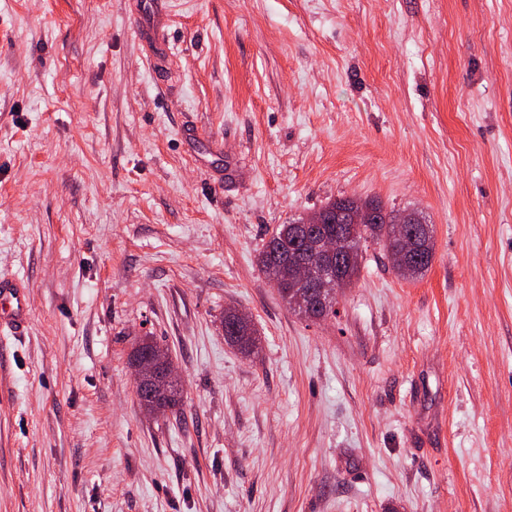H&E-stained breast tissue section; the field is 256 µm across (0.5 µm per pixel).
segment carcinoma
<instances>
[{
  "label": "carcinoma",
  "instance_id": "cac0c4a2",
  "mask_svg": "<svg viewBox=\"0 0 512 512\" xmlns=\"http://www.w3.org/2000/svg\"><path fill=\"white\" fill-rule=\"evenodd\" d=\"M372 207L374 210L373 223L352 224L348 220V212L358 204ZM323 223L311 225V232L316 236L334 235L345 242L344 250L334 260L330 261L322 253L313 250L300 236L298 222L302 218L288 224H280L269 240L259 251L257 262L261 270L267 275L269 281L277 288L282 300L297 314L310 320L316 319L320 313L329 316L336 313L334 305L317 309L309 307L304 302L297 301L298 288H286L290 274L286 266L279 262V258L297 253H304L317 268L333 264L340 286H349L359 277L362 261V247L373 241L384 248H393L396 242L392 238L391 225L395 210L387 209L377 198H350L342 197L327 202L320 208ZM406 232L415 239V249L410 257V267L402 273L404 277H417L430 267L434 256V237L432 225L425 222L420 213L416 211L405 212ZM224 330V341L244 354H250L258 344L257 329L251 320L240 314L235 308L224 310L221 321ZM140 405L149 413L166 412L178 413L182 405V390L176 383L166 388L163 398L156 400L148 395L137 392Z\"/></svg>",
  "mask_w": 512,
  "mask_h": 512
}]
</instances>
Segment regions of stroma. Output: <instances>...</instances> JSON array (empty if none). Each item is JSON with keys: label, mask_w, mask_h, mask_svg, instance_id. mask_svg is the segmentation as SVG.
<instances>
[{"label": "stroma", "mask_w": 512, "mask_h": 512, "mask_svg": "<svg viewBox=\"0 0 512 512\" xmlns=\"http://www.w3.org/2000/svg\"><path fill=\"white\" fill-rule=\"evenodd\" d=\"M142 2L0 0V512H512V0ZM349 196L434 259L306 319L258 252ZM406 218V232L415 239V249L410 257L411 265L405 272H397L404 277H417L430 267L434 256V237L431 224H426L417 211H402ZM28 322V298L23 283L0 273V332L22 336ZM221 324L224 330V340L241 353L250 354L257 347V329L251 320L240 314L237 309H225ZM137 384H141L147 377L160 374L165 380H176L175 368L169 362L167 354L163 350L156 351L153 355L134 365ZM140 405L149 413L166 414L167 411L177 414L181 410L182 390L177 383H170L165 390V395L160 400L151 398L136 388Z\"/></svg>", "instance_id": "1"}]
</instances>
